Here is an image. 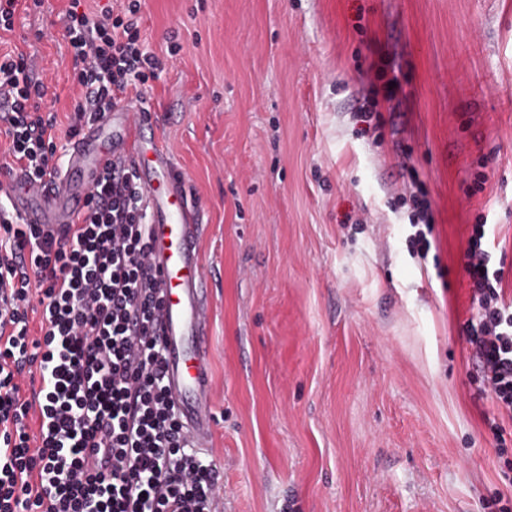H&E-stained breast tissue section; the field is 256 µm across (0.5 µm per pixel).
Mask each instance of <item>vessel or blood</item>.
<instances>
[{"label": "vessel or blood", "instance_id": "vessel-or-blood-1", "mask_svg": "<svg viewBox=\"0 0 512 512\" xmlns=\"http://www.w3.org/2000/svg\"><path fill=\"white\" fill-rule=\"evenodd\" d=\"M151 124L149 113L117 105L84 126L68 153L64 171L51 185L17 186L10 202L26 223L56 235L74 222L112 157L134 163L149 205L151 262L162 279L164 308L158 334L167 351L166 384L197 447L202 448L212 431V420L204 406L209 374L203 264L196 246L200 216L173 171L170 152L149 134Z\"/></svg>", "mask_w": 512, "mask_h": 512}]
</instances>
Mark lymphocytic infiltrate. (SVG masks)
<instances>
[{
	"instance_id": "obj_1",
	"label": "lymphocytic infiltrate",
	"mask_w": 512,
	"mask_h": 512,
	"mask_svg": "<svg viewBox=\"0 0 512 512\" xmlns=\"http://www.w3.org/2000/svg\"><path fill=\"white\" fill-rule=\"evenodd\" d=\"M70 0L65 32L81 96L67 139L161 77L141 34L140 0L101 19ZM48 86L22 52L0 54V137L7 173L60 171ZM475 226L464 254L475 312L466 342L497 411L512 420V301ZM132 167L113 159L63 233L23 222L0 197V512H216L218 476L199 455L164 381L155 335L160 274Z\"/></svg>"
}]
</instances>
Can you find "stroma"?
I'll list each match as a JSON object with an SVG mask.
<instances>
[{
    "mask_svg": "<svg viewBox=\"0 0 512 512\" xmlns=\"http://www.w3.org/2000/svg\"><path fill=\"white\" fill-rule=\"evenodd\" d=\"M67 5L0 36L46 79L47 113L77 96ZM141 16L167 59L143 90L158 143L202 218L218 512H491L512 421L484 422L463 252L485 225L512 297V0H142ZM416 206L418 209L417 219L411 226L417 228L414 234L411 235V242L420 245V257L426 258L427 252L430 247V242L427 239V234L432 232L431 217H430V204L425 198L417 199Z\"/></svg>",
    "mask_w": 512,
    "mask_h": 512,
    "instance_id": "obj_1",
    "label": "stroma"
}]
</instances>
